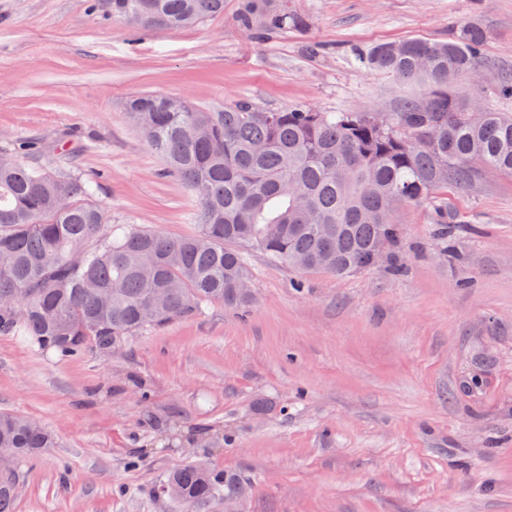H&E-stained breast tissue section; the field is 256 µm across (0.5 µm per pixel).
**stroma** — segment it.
Returning <instances> with one entry per match:
<instances>
[{"instance_id": "obj_1", "label": "stroma", "mask_w": 512, "mask_h": 512, "mask_svg": "<svg viewBox=\"0 0 512 512\" xmlns=\"http://www.w3.org/2000/svg\"><path fill=\"white\" fill-rule=\"evenodd\" d=\"M276 2L301 26L247 30L243 0L150 30L106 0H0V150L35 140L41 162L92 177L113 223L179 237L199 201L133 125L131 95L383 115L425 87L370 70V49L474 21L483 65L452 89L512 113L491 92L512 73V0ZM447 198L463 219L452 262L431 204H406L398 276L301 272L253 250L248 311L217 304L66 361L0 335V412L54 438L15 462L14 512H171L158 485L189 461L252 477L245 512H512V177Z\"/></svg>"}]
</instances>
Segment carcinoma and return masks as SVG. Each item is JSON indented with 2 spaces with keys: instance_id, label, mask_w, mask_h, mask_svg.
Wrapping results in <instances>:
<instances>
[{
  "instance_id": "cac0c4a2",
  "label": "carcinoma",
  "mask_w": 512,
  "mask_h": 512,
  "mask_svg": "<svg viewBox=\"0 0 512 512\" xmlns=\"http://www.w3.org/2000/svg\"><path fill=\"white\" fill-rule=\"evenodd\" d=\"M108 8L138 28L179 29L224 11V0H108ZM238 23L268 32L301 20L274 0H247ZM486 39L471 22L446 41L376 45L365 59L371 70L428 84L382 122L369 112L268 110L246 100L209 112L173 96L131 97L126 109L148 145L199 199L189 236L112 224L79 170L1 158L0 302L18 297L21 306L0 309V333L70 360L213 304L248 309L246 247L336 277L376 267L383 251L384 268L397 275L402 231L387 215L401 203L433 200L443 256L457 258L459 218L437 192L468 188L487 168L512 175V116L472 109L450 90L475 71ZM51 447L41 424L0 413V453L25 459ZM252 489L250 478L198 462L159 484L177 512H212ZM15 497L1 479L0 512H13Z\"/></svg>"
}]
</instances>
